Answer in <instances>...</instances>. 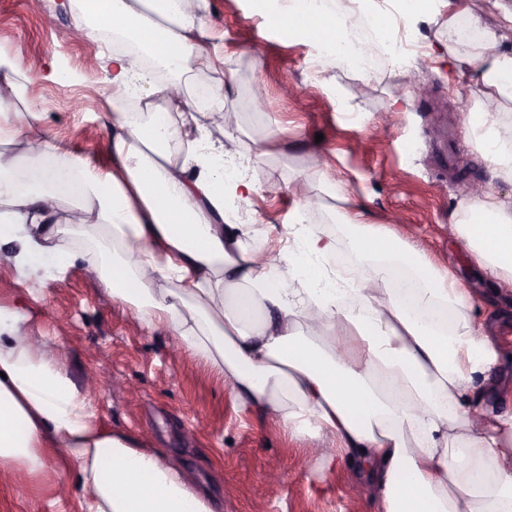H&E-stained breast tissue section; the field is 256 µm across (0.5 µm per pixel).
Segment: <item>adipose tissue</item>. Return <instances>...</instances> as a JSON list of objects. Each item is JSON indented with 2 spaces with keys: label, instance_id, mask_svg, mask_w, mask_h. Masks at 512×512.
<instances>
[{
  "label": "adipose tissue",
  "instance_id": "obj_1",
  "mask_svg": "<svg viewBox=\"0 0 512 512\" xmlns=\"http://www.w3.org/2000/svg\"><path fill=\"white\" fill-rule=\"evenodd\" d=\"M256 15L349 65L343 21L372 16L382 42L439 14L449 41L432 59L463 68L501 107H512V51L483 22L476 0H258ZM84 37L109 32L130 46L106 55L113 102L132 97L153 112H116L108 164L76 155L41 127L25 99L27 78L0 76V106L22 102L18 121L0 123V240L19 242L0 266L45 268L65 277L85 257L113 302L146 329H164L223 380L244 410L293 437L330 440L323 469L349 468L375 512H512V414L482 406L504 368L495 339L476 328L473 301L448 270L387 225L374 223L346 187L342 231L304 222L236 224L230 200L256 185L225 167L211 128L224 121V88L214 108L174 93L153 67L176 76L211 65L210 0H67ZM479 34L460 59L459 18ZM471 132L486 158L512 178V131L477 108ZM454 232L496 287L512 288V202L472 198ZM278 240L271 248L270 240ZM386 268L362 278L335 266L340 250ZM65 353L34 335L21 305L0 303V474L41 473L62 464L82 491L81 512H213L169 459L101 424L91 394L74 381ZM484 380L477 389L476 380Z\"/></svg>",
  "mask_w": 512,
  "mask_h": 512
}]
</instances>
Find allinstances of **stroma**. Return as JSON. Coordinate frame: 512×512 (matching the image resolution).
<instances>
[{"label": "stroma", "mask_w": 512, "mask_h": 512, "mask_svg": "<svg viewBox=\"0 0 512 512\" xmlns=\"http://www.w3.org/2000/svg\"><path fill=\"white\" fill-rule=\"evenodd\" d=\"M210 2V21L220 33L210 51L221 62L199 66L181 84L206 107L210 89L227 79L233 84L224 97V127L212 137L233 131L234 156L260 187L235 207L237 222L290 223L301 186L316 201L311 223L336 224L342 204L321 188L323 173H331L367 204L376 223L447 268L472 296L476 327L512 354V293L490 288L489 276L450 231L471 185L512 196V181L482 157L469 131L475 108L498 110L505 130L512 128V110L499 108L455 68H437L423 56L428 43L447 40V15L419 23L401 75L381 68L363 79L329 65L313 72V45L263 25L250 0ZM30 3L0 0V54L30 76L26 96L40 110L43 128L93 163H106L114 107L104 48L73 38V14L60 0H41L38 11ZM51 61L67 79H42ZM414 78L429 85L428 96L412 95ZM285 83L295 96L283 95ZM405 95L410 106L394 110V99ZM349 101L359 111H346ZM267 128L283 129L285 138L264 154L258 132ZM272 174L279 186L270 191ZM0 301L30 309L35 334L67 348L75 380L95 379L92 395L105 425L175 460L191 486L211 490L217 512H372L367 498L351 496L350 471L321 472L315 439L280 435L271 420L238 410L222 380L194 357L171 353L167 333L147 331L114 304L85 262L62 282L48 271L1 268ZM272 470L281 474L274 488L267 483ZM13 482L0 475V512H75L70 479L56 464L26 480L23 491Z\"/></svg>", "instance_id": "35a3bbf8"}]
</instances>
